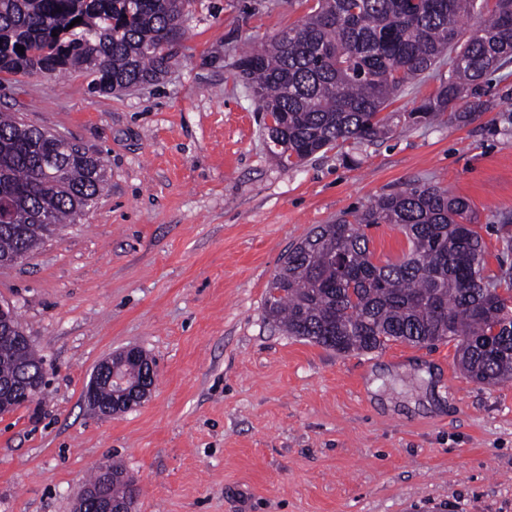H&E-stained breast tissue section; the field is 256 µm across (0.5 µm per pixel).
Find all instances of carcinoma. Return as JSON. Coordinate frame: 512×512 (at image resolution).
Wrapping results in <instances>:
<instances>
[{"label": "carcinoma", "instance_id": "1", "mask_svg": "<svg viewBox=\"0 0 512 512\" xmlns=\"http://www.w3.org/2000/svg\"><path fill=\"white\" fill-rule=\"evenodd\" d=\"M190 0H0V74L79 70L100 92L159 80L173 64L165 46L184 35ZM476 0H316L296 26L240 58L272 125L267 137L283 167L349 140L391 132L382 114L406 84L457 49L436 94L407 113L429 122L512 60V0H496L465 34ZM81 23L69 26L75 18ZM57 36H52V33ZM23 46L24 51L17 50ZM102 161L61 136L0 114V262L31 254L73 224L102 194ZM50 212L52 224L41 214ZM472 205L438 186L383 194L293 245L269 282L265 313L290 336L339 354L369 353L390 342H455L465 375L485 385L512 380V267L489 273L486 245L471 224ZM398 227L409 242L395 262H374L364 229ZM17 317L0 321V411L26 397L4 385L43 359ZM116 491L129 490L123 469Z\"/></svg>", "mask_w": 512, "mask_h": 512}]
</instances>
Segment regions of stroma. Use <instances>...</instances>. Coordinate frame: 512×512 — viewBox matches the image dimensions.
<instances>
[{
    "label": "stroma",
    "instance_id": "1",
    "mask_svg": "<svg viewBox=\"0 0 512 512\" xmlns=\"http://www.w3.org/2000/svg\"><path fill=\"white\" fill-rule=\"evenodd\" d=\"M310 0H192L158 82L99 93L81 73L0 75V112L102 158L78 223L18 265L0 302L47 385L0 415V512H75L102 464L137 512H512V382L467 378L454 343L339 355L265 315L268 283L313 227L415 185L469 199L490 271L512 233V65L464 124L404 120L448 76L437 64L391 104V132L292 168L272 157L235 69ZM135 346L157 363L147 400L103 418L95 366Z\"/></svg>",
    "mask_w": 512,
    "mask_h": 512
}]
</instances>
